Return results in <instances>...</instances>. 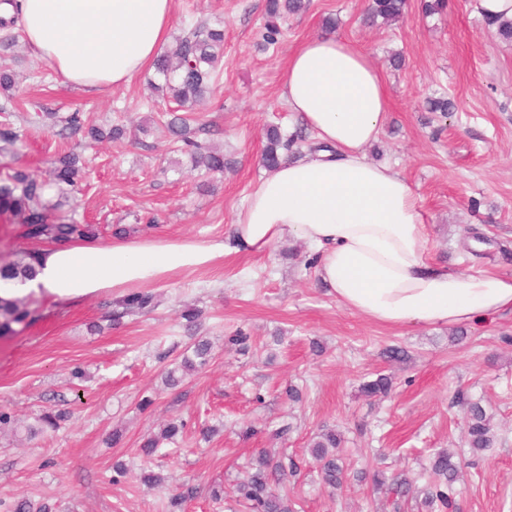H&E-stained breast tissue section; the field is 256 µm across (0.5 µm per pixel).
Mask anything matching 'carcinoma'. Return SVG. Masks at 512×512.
Instances as JSON below:
<instances>
[{
	"mask_svg": "<svg viewBox=\"0 0 512 512\" xmlns=\"http://www.w3.org/2000/svg\"><path fill=\"white\" fill-rule=\"evenodd\" d=\"M407 6V0H370L368 16L371 20H382L389 23L399 18ZM305 9V0H268L266 13L268 24L265 38L273 44L279 34L276 20L295 14ZM224 45V32L200 23L191 35L177 41L175 47L162 55L155 62L159 82L153 84L156 91L166 93L170 101L183 108L187 104L198 101L208 92L212 74L220 61V51ZM168 129L175 140L189 148L196 166L209 172L224 171L227 162L221 154L206 152L189 137L186 120L173 116ZM65 130L70 135L82 133L94 140L108 137L118 140L124 135V127L115 125L109 132L91 124H86L82 115L72 113L66 120ZM306 140L303 130L297 129L289 135L281 133L275 126L266 131V145L261 154V164L267 169L275 168L283 158L282 151L297 142ZM80 158L71 153L57 160L54 176L58 183L75 185L81 167ZM50 183L42 181L33 174L16 169L13 173L0 180V211L11 212L23 217L22 236L27 240L46 241L54 245H66L75 241H89L98 238L99 229L96 224L66 223L53 214L56 206L45 202V195ZM40 258L37 251H25L16 259L0 265V279H24L33 275L35 264ZM118 306L122 311H110L106 318L116 321L121 312L145 311L153 307V295L145 291H133L125 295ZM36 319V311L31 309L27 299L0 298V336L16 333L14 326H25ZM192 356H186L180 365L167 373V384L175 386L179 383V372L194 371L208 362L211 345L208 341L195 338L190 346ZM392 386V380L386 375H378L376 379L364 384L361 393L367 397L386 394ZM70 412L64 409L47 410L35 417V423L26 427L29 436L34 437L46 430H57L60 423L68 420ZM185 425L172 420L160 433L142 445V452L149 457L164 444L177 443L178 436L184 432ZM465 434L469 447L475 452H483L494 447L495 436L490 417L478 403L468 406L465 414ZM341 435L332 428L321 430L310 445L311 455L317 462L324 484L334 490H342L348 486V475L340 463L337 452L341 446ZM297 469L295 462L288 464L282 460H274L265 453L260 454L254 471L244 480L238 482L232 492L248 505L249 512H297L296 502L281 494L276 486L281 484L287 471ZM435 480L425 490V502L438 504L439 512H455L454 483L457 480L459 467L453 456L441 451L434 456L431 467ZM197 495V487L185 485L181 491L170 497L169 512H183L184 505Z\"/></svg>",
	"mask_w": 512,
	"mask_h": 512,
	"instance_id": "1",
	"label": "carcinoma"
}]
</instances>
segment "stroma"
<instances>
[{
    "label": "stroma",
    "mask_w": 512,
    "mask_h": 512,
    "mask_svg": "<svg viewBox=\"0 0 512 512\" xmlns=\"http://www.w3.org/2000/svg\"><path fill=\"white\" fill-rule=\"evenodd\" d=\"M370 0H307L280 19L275 48L263 45L267 0H174L171 39L198 23L223 30L224 52L208 96L186 107L191 136L223 150L232 169L206 172L174 143L168 105L150 88L154 69L91 96L67 84L37 57L18 24L0 25V64L17 74L0 91V126L21 133L0 149V178L24 168L48 177L64 153L85 165L76 190L54 185L47 199L58 216L81 224L122 226L129 239L224 240L236 213L266 170L265 131L295 123L280 97L281 70L305 40L335 35L363 49L385 77L390 110L369 160L393 166L411 184L427 231L431 263L460 272L512 276V43L475 13L472 0H442L428 13L409 0L403 16L366 25ZM335 18V28L325 25ZM455 110L427 109L432 98ZM56 113L49 125L45 113ZM80 112L90 123L126 127L118 142L63 135L60 122ZM310 248L292 241L264 256L231 253L214 265L149 285L147 312H130L102 333L91 332L118 294L77 304L31 299L40 319L0 337V406L22 424L46 408L67 409L68 421L35 438L0 437V512L21 500L52 512H167L180 484L197 497L184 512H244L229 493L212 501L214 484L232 488L260 451L298 466L289 496L302 512H429L423 488L443 448L463 479L459 512H512V315L462 326H384L341 305L315 275ZM201 310L198 333L212 344L209 363L165 388L170 364L189 342L182 315ZM247 346L233 344L237 333ZM324 350L317 353L313 342ZM391 347L406 358L392 362ZM83 368L84 380L72 378ZM385 374L388 395L360 394ZM296 387L300 401L288 400ZM491 416L496 443L475 454L465 440L468 403ZM170 420L186 423L179 449L145 457L140 446ZM342 437L348 472L398 473L417 493L398 502L391 488L327 487L309 446L323 427ZM251 436H241L243 428ZM284 437H276L279 428ZM120 444L108 445L113 429ZM127 474L112 480V463ZM163 482L140 483L142 468Z\"/></svg>",
    "instance_id": "35a3bbf8"
}]
</instances>
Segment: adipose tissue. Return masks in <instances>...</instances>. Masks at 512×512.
<instances>
[{"mask_svg": "<svg viewBox=\"0 0 512 512\" xmlns=\"http://www.w3.org/2000/svg\"><path fill=\"white\" fill-rule=\"evenodd\" d=\"M0 15L18 16L33 51L94 95L152 65L168 40L173 0H0ZM280 96L323 149L282 160L266 174L235 216L232 245L74 242L43 251L32 279L1 280L0 296L78 303L210 266L231 250L262 255L288 240L318 253V277L338 302L382 325H452L512 314V276L430 263L411 186L390 166L367 159L389 98L361 49L340 37L304 42L282 68Z\"/></svg>", "mask_w": 512, "mask_h": 512, "instance_id": "obj_1", "label": "adipose tissue"}]
</instances>
